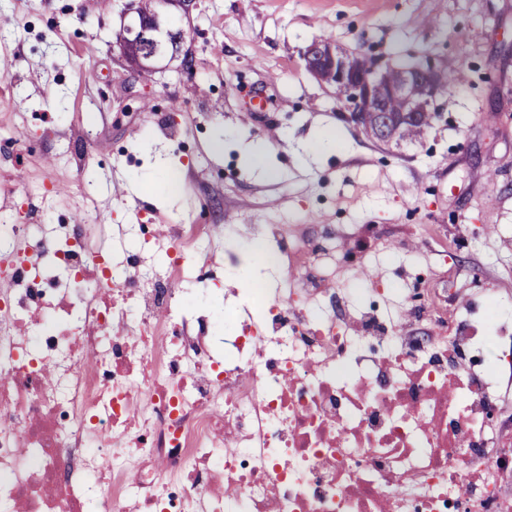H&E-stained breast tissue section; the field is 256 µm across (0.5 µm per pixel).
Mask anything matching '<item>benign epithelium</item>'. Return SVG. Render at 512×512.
Segmentation results:
<instances>
[{
  "mask_svg": "<svg viewBox=\"0 0 512 512\" xmlns=\"http://www.w3.org/2000/svg\"><path fill=\"white\" fill-rule=\"evenodd\" d=\"M195 0H130L129 23L121 26L127 39L137 47L135 54L120 52L132 66L151 71L165 56L181 52L184 31L171 26L178 13H188ZM305 68L332 86L351 122L373 140L388 146L406 141L404 130L412 124L439 116L436 99L448 84V76L430 61L403 66L371 63L361 67L363 57L350 54L326 41H314L302 52ZM402 101L393 111L388 100Z\"/></svg>",
  "mask_w": 512,
  "mask_h": 512,
  "instance_id": "obj_1",
  "label": "benign epithelium"
}]
</instances>
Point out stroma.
Wrapping results in <instances>:
<instances>
[{"label":"stroma","mask_w":512,"mask_h":512,"mask_svg":"<svg viewBox=\"0 0 512 512\" xmlns=\"http://www.w3.org/2000/svg\"><path fill=\"white\" fill-rule=\"evenodd\" d=\"M127 2L0 0V128L28 138L0 153V207L21 205L30 184L65 181L52 211L24 207L41 224L80 211L89 183L117 241L123 225L197 224L210 206L224 226L218 321L225 289L245 294L225 270L257 224L282 225L291 242L328 232L340 248L288 276L268 268L269 291L354 297L370 266L395 316L420 286L452 314L484 292L489 318L512 313V0H197L177 19L191 69L152 72L113 40ZM319 40L382 63L432 59L454 79L437 100L442 119L401 148L378 144L305 69L301 52ZM257 92L264 111H243ZM252 143L269 147L262 167L246 158ZM168 174L181 188L163 197Z\"/></svg>","instance_id":"obj_1"}]
</instances>
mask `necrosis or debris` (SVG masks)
Wrapping results in <instances>:
<instances>
[{
  "label": "necrosis or debris",
  "instance_id": "obj_1",
  "mask_svg": "<svg viewBox=\"0 0 512 512\" xmlns=\"http://www.w3.org/2000/svg\"><path fill=\"white\" fill-rule=\"evenodd\" d=\"M82 198L68 224L0 214V512H512L482 299L450 323L416 293L402 325L254 288L267 314L227 340L183 310L220 225L132 224L117 253Z\"/></svg>",
  "mask_w": 512,
  "mask_h": 512
}]
</instances>
